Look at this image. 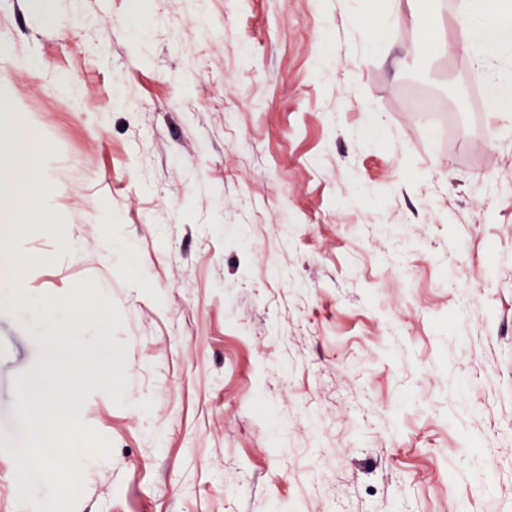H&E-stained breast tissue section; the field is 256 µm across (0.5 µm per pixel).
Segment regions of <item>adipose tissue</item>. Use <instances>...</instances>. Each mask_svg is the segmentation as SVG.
I'll list each match as a JSON object with an SVG mask.
<instances>
[{"instance_id":"ef3b65f1","label":"adipose tissue","mask_w":512,"mask_h":512,"mask_svg":"<svg viewBox=\"0 0 512 512\" xmlns=\"http://www.w3.org/2000/svg\"><path fill=\"white\" fill-rule=\"evenodd\" d=\"M473 15V20L463 27L460 44L475 53L474 75L486 87L491 112L511 114L512 77L487 76L482 64L487 59L512 52V12L508 11L504 0H476Z\"/></svg>"}]
</instances>
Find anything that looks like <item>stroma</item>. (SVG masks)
<instances>
[{
    "label": "stroma",
    "mask_w": 512,
    "mask_h": 512,
    "mask_svg": "<svg viewBox=\"0 0 512 512\" xmlns=\"http://www.w3.org/2000/svg\"><path fill=\"white\" fill-rule=\"evenodd\" d=\"M0 0V226L24 133L128 343L77 512H512V130L460 0ZM385 25L381 49L365 27ZM0 285V473L50 323Z\"/></svg>",
    "instance_id": "stroma-1"
}]
</instances>
